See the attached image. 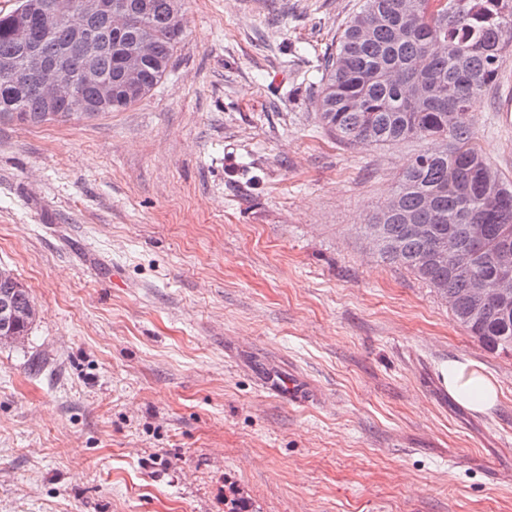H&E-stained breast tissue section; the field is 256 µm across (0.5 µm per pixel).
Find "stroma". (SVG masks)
<instances>
[{
	"label": "stroma",
	"instance_id": "obj_1",
	"mask_svg": "<svg viewBox=\"0 0 512 512\" xmlns=\"http://www.w3.org/2000/svg\"><path fill=\"white\" fill-rule=\"evenodd\" d=\"M362 0H184L121 112L0 124V268L37 309L0 346V512H512V351L370 248L427 142L320 127ZM475 141L512 176V62ZM470 359L502 396L460 405ZM299 378L307 404L271 393ZM443 381L453 396L475 412H486L497 404L499 391L495 380L469 360H450L443 370Z\"/></svg>",
	"mask_w": 512,
	"mask_h": 512
}]
</instances>
